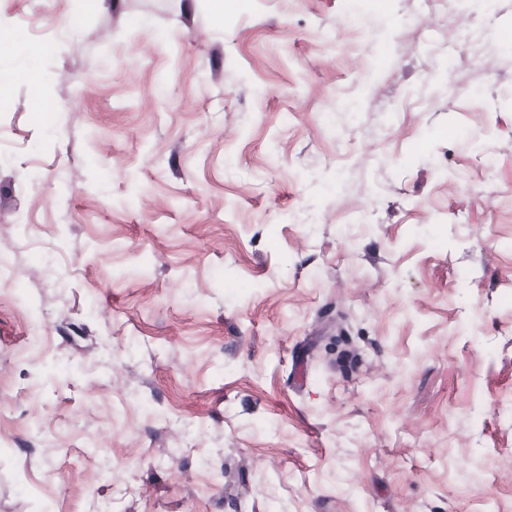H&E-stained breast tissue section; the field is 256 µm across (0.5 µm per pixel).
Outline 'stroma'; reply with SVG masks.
<instances>
[{"label":"stroma","instance_id":"35a3bbf8","mask_svg":"<svg viewBox=\"0 0 512 512\" xmlns=\"http://www.w3.org/2000/svg\"><path fill=\"white\" fill-rule=\"evenodd\" d=\"M359 7L0 0V512H512V0Z\"/></svg>","mask_w":512,"mask_h":512}]
</instances>
